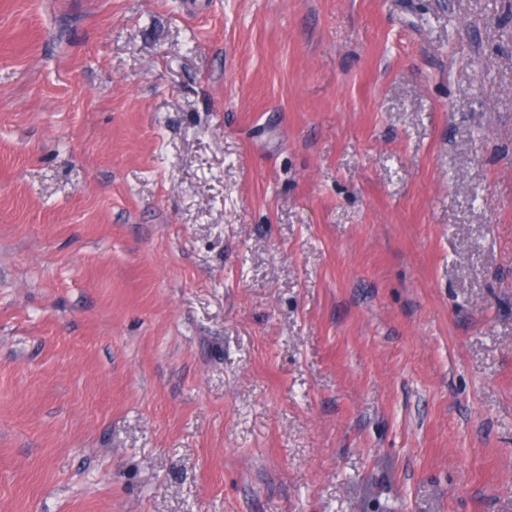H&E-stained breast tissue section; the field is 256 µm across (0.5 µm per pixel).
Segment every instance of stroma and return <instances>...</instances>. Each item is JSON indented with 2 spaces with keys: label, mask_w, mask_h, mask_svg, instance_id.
Wrapping results in <instances>:
<instances>
[{
  "label": "stroma",
  "mask_w": 512,
  "mask_h": 512,
  "mask_svg": "<svg viewBox=\"0 0 512 512\" xmlns=\"http://www.w3.org/2000/svg\"><path fill=\"white\" fill-rule=\"evenodd\" d=\"M0 512H512V0H0Z\"/></svg>",
  "instance_id": "obj_1"
}]
</instances>
